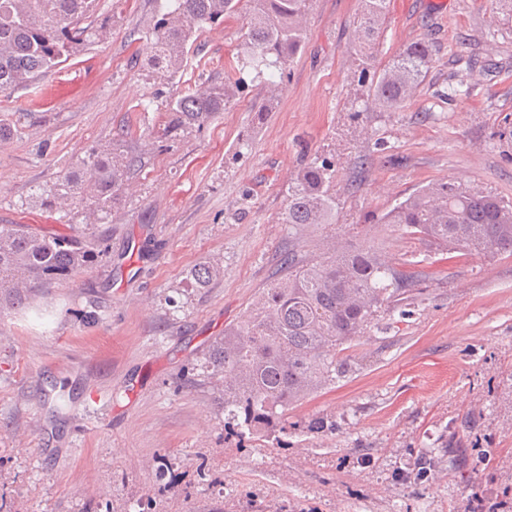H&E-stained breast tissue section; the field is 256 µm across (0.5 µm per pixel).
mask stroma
Listing matches in <instances>:
<instances>
[{"mask_svg": "<svg viewBox=\"0 0 512 512\" xmlns=\"http://www.w3.org/2000/svg\"><path fill=\"white\" fill-rule=\"evenodd\" d=\"M166 0H98L105 40L0 92V224H41L101 240L107 255L0 313V499L7 512H512V256L445 259L378 217L443 179L512 200V27L494 0H389L377 59L418 39L434 63L398 112L370 95L352 32L360 0H310L305 41L267 89L245 81L201 128L164 135L187 86L238 78L247 32L239 0L204 30L176 78L150 77ZM67 83L64 97L41 93ZM463 83L467 94L447 98ZM149 163L104 220L30 206L124 129ZM317 156L336 166V221H282L288 184ZM342 237L408 260L415 313L369 330L352 369L290 408L281 444L238 441L205 350L249 313L292 240L318 253ZM222 275L194 288L190 270ZM99 398L97 431L85 405ZM321 418L329 430L306 431ZM435 457L433 479L411 472ZM164 480H157L158 468Z\"/></svg>", "mask_w": 512, "mask_h": 512, "instance_id": "obj_1", "label": "stroma"}]
</instances>
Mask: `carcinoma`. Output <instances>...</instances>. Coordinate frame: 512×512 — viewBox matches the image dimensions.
I'll list each match as a JSON object with an SVG mask.
<instances>
[{
	"label": "carcinoma",
	"mask_w": 512,
	"mask_h": 512,
	"mask_svg": "<svg viewBox=\"0 0 512 512\" xmlns=\"http://www.w3.org/2000/svg\"><path fill=\"white\" fill-rule=\"evenodd\" d=\"M96 0H0V92L27 86L43 71L80 53L92 38L104 37L107 25L85 24ZM247 41L237 54V69L270 85L273 107L276 75L283 73L304 41L303 16L308 0H249ZM357 47L363 70L378 71L375 101L396 112L414 96L433 62L432 48L420 39L383 67L376 46L383 37L387 0H360ZM235 0H172L157 21L149 65L161 80H171L196 46V33L224 21ZM240 85L229 78L199 85L169 103L174 126L201 128L238 96ZM122 142L94 151L78 168L36 194L39 206L75 203L85 213L106 215L142 175L143 153ZM333 161L317 157L300 168L288 186L283 223L294 229L336 222ZM438 252L463 256L512 255V201L466 190L450 180L429 184L377 220ZM106 254L101 243L82 234L62 235L31 224H0V310L22 305L31 296ZM223 270L203 263L190 272L195 288H207ZM418 275L385 262L373 247L352 244L319 255L296 245L280 258L271 287L264 288L255 312L224 330L209 345L208 377L222 385L224 412L242 438L288 434L283 412L302 403L348 372L340 356L382 314L411 315ZM423 456L414 480L435 470Z\"/></svg>",
	"instance_id": "cac0c4a2"
}]
</instances>
